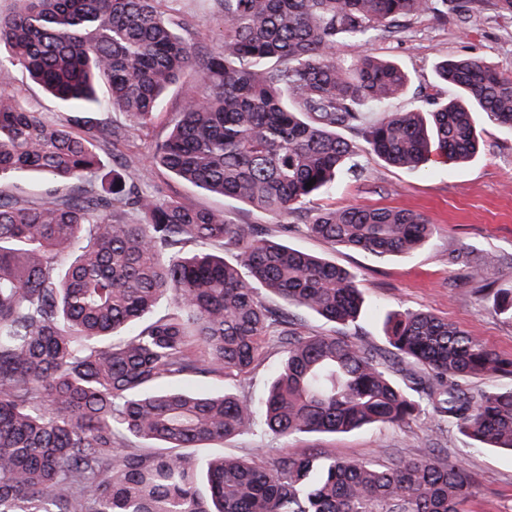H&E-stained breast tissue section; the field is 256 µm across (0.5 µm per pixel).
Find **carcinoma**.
Segmentation results:
<instances>
[{"label": "carcinoma", "instance_id": "cac0c4a2", "mask_svg": "<svg viewBox=\"0 0 512 512\" xmlns=\"http://www.w3.org/2000/svg\"><path fill=\"white\" fill-rule=\"evenodd\" d=\"M162 2L16 0L0 17V69H24L72 109L47 122L0 88V183L36 172L54 184L36 200L0 190V512H466L473 482L448 456L382 466L311 448L263 466L184 452L250 431L258 410L269 434L291 437L404 425L424 401L476 447L512 452V386H462L512 377V358L429 312L397 313L385 323L392 355L421 367L406 389L365 344L277 319L256 287L354 321L355 276L251 224L145 193L119 170L95 185L98 149L129 127L88 126L81 113L117 110L142 131L180 83L182 111L156 137L154 162L288 215L339 172L357 173L362 150L401 168L435 155L462 163L481 151L479 121L512 131L511 69L447 59L437 75L457 97L374 116L366 108L403 94L407 73L366 51L336 56L338 42L364 46L436 5L469 17L512 14V0H214L224 42L205 53L174 33ZM306 231L389 256L424 245L434 225L350 206L317 211ZM215 245L237 260L206 250ZM271 328L283 357L257 399L170 385L247 372Z\"/></svg>", "mask_w": 512, "mask_h": 512}]
</instances>
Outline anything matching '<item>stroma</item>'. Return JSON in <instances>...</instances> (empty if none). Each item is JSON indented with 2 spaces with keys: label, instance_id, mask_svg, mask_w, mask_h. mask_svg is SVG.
I'll list each match as a JSON object with an SVG mask.
<instances>
[{
  "label": "stroma",
  "instance_id": "1",
  "mask_svg": "<svg viewBox=\"0 0 512 512\" xmlns=\"http://www.w3.org/2000/svg\"><path fill=\"white\" fill-rule=\"evenodd\" d=\"M167 7L170 15L185 17L184 35L199 50L208 51L223 42L224 20L210 0H168ZM367 49L407 72L408 87L393 107L410 110L426 94L437 95L442 101L450 97V89L436 77L438 63L446 58L473 56L512 69V15L487 9L464 24L457 13H449L442 21L428 11L400 32L376 36ZM0 86L12 90L25 107L47 120H57L66 111L21 68L0 69ZM181 100L180 88H171L150 131L131 134L122 147L131 160L128 173L141 189L223 211L233 223L255 225L269 235L285 238L292 247L329 258L356 275L364 302L356 321L344 328L258 290L266 306L300 324L305 333L332 335L342 331L380 350L386 347L387 317L429 311L482 338L500 354L512 355V320L494 309L496 290L512 289V133L483 124L484 147L477 158L467 163L438 158L422 169L396 168L374 154L360 153L359 176L341 175L331 191L311 200L301 213L275 217L236 199L176 181L152 164L155 136L178 118ZM347 206L416 211L435 225L436 232L421 248L399 256L333 247L306 232L305 226L317 210ZM486 254L495 255L497 261L485 267L481 281L490 288L480 293L477 282L467 277L466 266ZM281 357L278 339L271 336L260 361L247 373L232 380L220 376L191 379L184 386L208 393L231 386L240 396L254 399L266 389ZM311 448L329 457L379 464L431 455L455 457L475 480L469 512H512V456L475 447L454 425L428 409L399 427L375 424L346 434L279 439L269 436L260 423L254 432L224 442L225 454L264 463L278 456L298 457Z\"/></svg>",
  "mask_w": 512,
  "mask_h": 512
}]
</instances>
